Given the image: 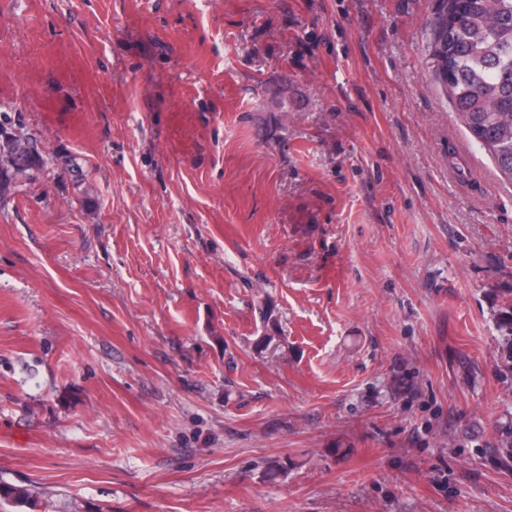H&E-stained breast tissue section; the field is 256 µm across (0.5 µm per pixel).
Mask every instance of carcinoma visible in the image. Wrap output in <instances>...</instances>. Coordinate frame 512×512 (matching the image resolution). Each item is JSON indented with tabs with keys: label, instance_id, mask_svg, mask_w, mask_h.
<instances>
[{
	"label": "carcinoma",
	"instance_id": "1",
	"mask_svg": "<svg viewBox=\"0 0 512 512\" xmlns=\"http://www.w3.org/2000/svg\"><path fill=\"white\" fill-rule=\"evenodd\" d=\"M429 52L435 78L450 91L452 107L471 140L512 182V0H440L431 24ZM42 165L32 138L0 141V188ZM497 453L512 468V433ZM42 492L25 482L0 479V504L35 512Z\"/></svg>",
	"mask_w": 512,
	"mask_h": 512
}]
</instances>
